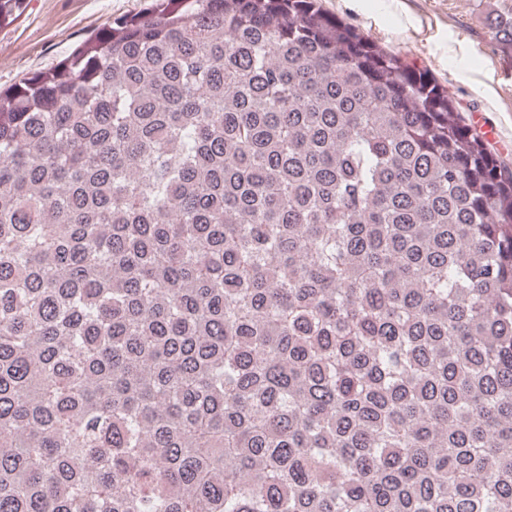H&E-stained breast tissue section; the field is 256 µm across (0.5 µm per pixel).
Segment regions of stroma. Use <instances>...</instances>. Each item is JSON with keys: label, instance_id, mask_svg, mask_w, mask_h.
<instances>
[{"label": "stroma", "instance_id": "1", "mask_svg": "<svg viewBox=\"0 0 512 512\" xmlns=\"http://www.w3.org/2000/svg\"><path fill=\"white\" fill-rule=\"evenodd\" d=\"M152 0H26L0 26V90L53 70L105 23ZM379 46L448 88L456 109L512 166V51L495 37L502 0H318Z\"/></svg>", "mask_w": 512, "mask_h": 512}]
</instances>
